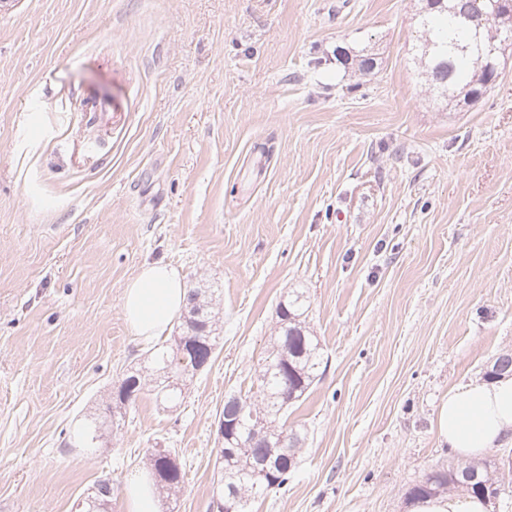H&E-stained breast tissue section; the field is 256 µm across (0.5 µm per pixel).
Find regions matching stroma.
Listing matches in <instances>:
<instances>
[{
  "label": "stroma",
  "mask_w": 512,
  "mask_h": 512,
  "mask_svg": "<svg viewBox=\"0 0 512 512\" xmlns=\"http://www.w3.org/2000/svg\"><path fill=\"white\" fill-rule=\"evenodd\" d=\"M424 0H14L0 12V512H75L175 449L159 512H209L217 412L255 386L305 289L328 360L306 435L252 512H409L453 463L449 387L512 352V57L432 99ZM373 54L362 75L337 49ZM222 291V342L181 407L151 397L96 452L76 425L147 366L121 299L145 263ZM149 456L157 485L168 493L179 489L182 482V472L179 464L166 460L160 452L155 454L154 451H151Z\"/></svg>",
  "instance_id": "1"
}]
</instances>
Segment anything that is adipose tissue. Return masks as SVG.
I'll use <instances>...</instances> for the list:
<instances>
[{
  "label": "adipose tissue",
  "mask_w": 512,
  "mask_h": 512,
  "mask_svg": "<svg viewBox=\"0 0 512 512\" xmlns=\"http://www.w3.org/2000/svg\"><path fill=\"white\" fill-rule=\"evenodd\" d=\"M177 272L155 261L144 264L127 283L123 315L135 336H160L186 303ZM437 426L449 450L462 458L480 457L512 439V376L474 379L449 388Z\"/></svg>",
  "instance_id": "1"
}]
</instances>
